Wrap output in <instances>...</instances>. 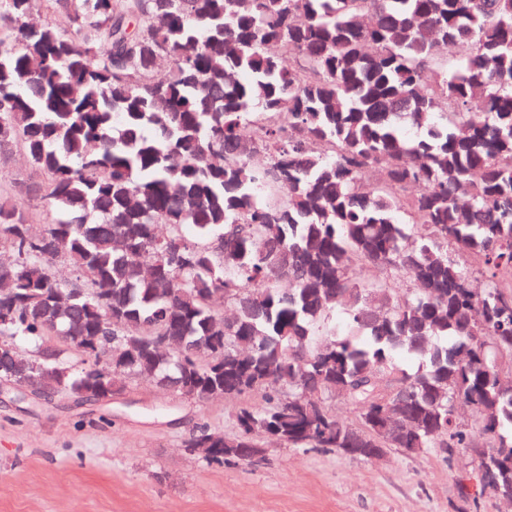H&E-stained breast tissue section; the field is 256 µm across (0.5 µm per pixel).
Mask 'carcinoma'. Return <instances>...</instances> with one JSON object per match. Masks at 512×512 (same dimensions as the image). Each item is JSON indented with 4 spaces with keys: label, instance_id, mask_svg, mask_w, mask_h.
Masks as SVG:
<instances>
[{
    "label": "carcinoma",
    "instance_id": "obj_1",
    "mask_svg": "<svg viewBox=\"0 0 512 512\" xmlns=\"http://www.w3.org/2000/svg\"><path fill=\"white\" fill-rule=\"evenodd\" d=\"M13 146L60 217L0 180L1 382L259 392L187 447L461 450L512 504V0H0Z\"/></svg>",
    "mask_w": 512,
    "mask_h": 512
}]
</instances>
